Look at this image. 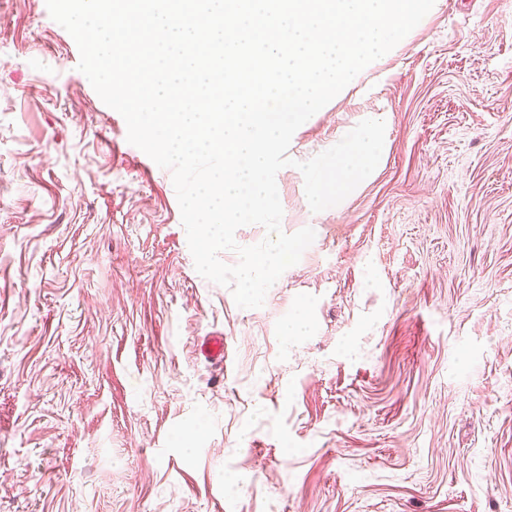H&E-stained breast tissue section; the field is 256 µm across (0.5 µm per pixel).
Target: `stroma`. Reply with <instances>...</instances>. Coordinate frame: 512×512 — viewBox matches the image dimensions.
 <instances>
[{
    "label": "stroma",
    "mask_w": 512,
    "mask_h": 512,
    "mask_svg": "<svg viewBox=\"0 0 512 512\" xmlns=\"http://www.w3.org/2000/svg\"><path fill=\"white\" fill-rule=\"evenodd\" d=\"M78 61L0 0V512H512V0H442L307 121L276 182L318 232L258 309ZM367 112L376 174L312 212L297 162Z\"/></svg>",
    "instance_id": "35a3bbf8"
}]
</instances>
